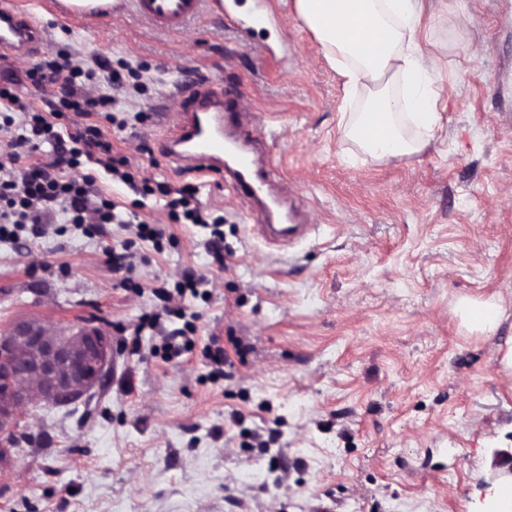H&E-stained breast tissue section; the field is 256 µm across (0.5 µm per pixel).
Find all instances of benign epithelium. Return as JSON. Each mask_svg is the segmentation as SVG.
I'll list each match as a JSON object with an SVG mask.
<instances>
[{
  "label": "benign epithelium",
  "instance_id": "7a95c632",
  "mask_svg": "<svg viewBox=\"0 0 512 512\" xmlns=\"http://www.w3.org/2000/svg\"><path fill=\"white\" fill-rule=\"evenodd\" d=\"M112 336L98 326L50 330L24 322L0 337V436L17 434L27 406H69L83 402L104 384L112 362Z\"/></svg>",
  "mask_w": 512,
  "mask_h": 512
}]
</instances>
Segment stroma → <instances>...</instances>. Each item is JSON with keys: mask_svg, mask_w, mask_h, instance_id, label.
<instances>
[{"mask_svg": "<svg viewBox=\"0 0 512 512\" xmlns=\"http://www.w3.org/2000/svg\"><path fill=\"white\" fill-rule=\"evenodd\" d=\"M44 29V53L125 61L147 75L143 121L98 120L115 151L152 182L198 186L224 219V262L207 229L172 222L156 199L98 175L120 209L161 225V249L132 229L58 232L0 243V336L21 321L90 323L113 340L109 384L78 407L31 408L26 450L0 461V512H483L494 453L512 448V121L497 86L512 70V0H423L417 43L439 59L443 129L421 154L379 161L347 138L364 92H345L294 0H241L255 34L210 14L177 34L126 11L77 14L61 0H13ZM239 93L265 132L283 187L316 230L288 252L258 237V213L218 172L165 159L155 112L187 73ZM130 245L129 273L109 248ZM194 346L168 360L159 336L125 348L185 271ZM132 287H122L123 279ZM491 302L487 332L458 309ZM218 341L231 380L209 377ZM243 418L233 424L231 412Z\"/></svg>", "mask_w": 512, "mask_h": 512, "instance_id": "stroma-1", "label": "stroma"}]
</instances>
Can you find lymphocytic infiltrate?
Listing matches in <instances>:
<instances>
[{
	"instance_id": "1",
	"label": "lymphocytic infiltrate",
	"mask_w": 512,
	"mask_h": 512,
	"mask_svg": "<svg viewBox=\"0 0 512 512\" xmlns=\"http://www.w3.org/2000/svg\"><path fill=\"white\" fill-rule=\"evenodd\" d=\"M35 89L41 91V104L26 101L16 88L14 76L0 80V241L19 243L21 230L39 238L49 234L57 220L83 229L92 224H135L136 236L159 245L162 228L146 221L135 222L117 211L115 203L97 187L94 175L76 181L68 170L82 162L92 163L110 174L137 195L160 194L171 220L209 228L207 247L216 262L224 260V234L210 228L209 216L199 206L198 189L191 184L172 189L148 179H136L128 158L115 152L112 142L96 122L99 113L110 111L116 102L115 91L141 90L138 70H120L110 61L97 68L69 54L38 60L28 73ZM71 112L79 121L73 129L58 126L57 119ZM201 280L187 273L176 291L154 288V311L146 314L143 325L159 329L163 318L184 317L185 311L171 305L174 294L196 292Z\"/></svg>"
}]
</instances>
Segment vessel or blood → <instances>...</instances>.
I'll use <instances>...</instances> for the list:
<instances>
[{
  "label": "vessel or blood",
  "instance_id": "obj_1",
  "mask_svg": "<svg viewBox=\"0 0 512 512\" xmlns=\"http://www.w3.org/2000/svg\"><path fill=\"white\" fill-rule=\"evenodd\" d=\"M238 4L239 0H128L139 20L161 33L178 32L215 9L226 19H237ZM43 40L42 30L10 0H0V55H33ZM176 92L184 101L177 122H170L168 111L156 114L159 123L174 125L172 135L160 145L162 155L202 173L226 171L230 187L260 205L265 222L259 231L269 245L283 246L305 237L310 230L307 216L273 194L279 173L258 157L255 136L242 127L237 99L200 78L178 83Z\"/></svg>",
  "mask_w": 512,
  "mask_h": 512
}]
</instances>
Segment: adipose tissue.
Masks as SVG:
<instances>
[{"label":"adipose tissue","mask_w":512,"mask_h":512,"mask_svg":"<svg viewBox=\"0 0 512 512\" xmlns=\"http://www.w3.org/2000/svg\"><path fill=\"white\" fill-rule=\"evenodd\" d=\"M295 9L345 86L368 92L364 112L347 126L348 137L380 161L424 152L441 126V115L430 81L438 61L415 49L422 0H295ZM400 76L410 87L403 98L391 92ZM406 112L417 135H404L401 129Z\"/></svg>","instance_id":"ef3b65f1"}]
</instances>
